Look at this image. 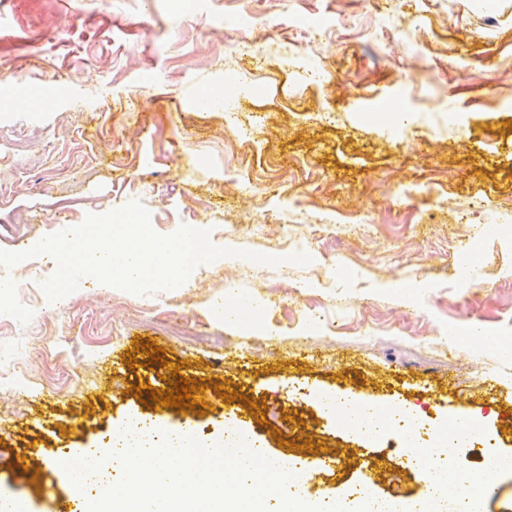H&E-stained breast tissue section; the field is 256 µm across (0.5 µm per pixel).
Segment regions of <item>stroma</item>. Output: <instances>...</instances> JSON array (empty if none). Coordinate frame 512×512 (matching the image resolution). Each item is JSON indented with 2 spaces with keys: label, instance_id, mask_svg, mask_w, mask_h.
<instances>
[{
  "label": "stroma",
  "instance_id": "obj_1",
  "mask_svg": "<svg viewBox=\"0 0 512 512\" xmlns=\"http://www.w3.org/2000/svg\"><path fill=\"white\" fill-rule=\"evenodd\" d=\"M266 34L280 52L262 65L229 50ZM245 71L235 123L198 107ZM25 91L53 102L0 107V143L25 144L0 160V249L137 201L158 233L195 224L235 254L173 290L85 278L53 304L52 257L0 266V496L56 512L64 451L147 418L271 456L335 451L312 497L383 498L395 437L348 435L320 407L352 394L421 406L428 429L466 406L512 455V355L457 344L512 333V0H0V97ZM314 224L331 232L299 292L288 241ZM461 224L491 230L469 262ZM176 369L198 406L142 401Z\"/></svg>",
  "mask_w": 512,
  "mask_h": 512
}]
</instances>
